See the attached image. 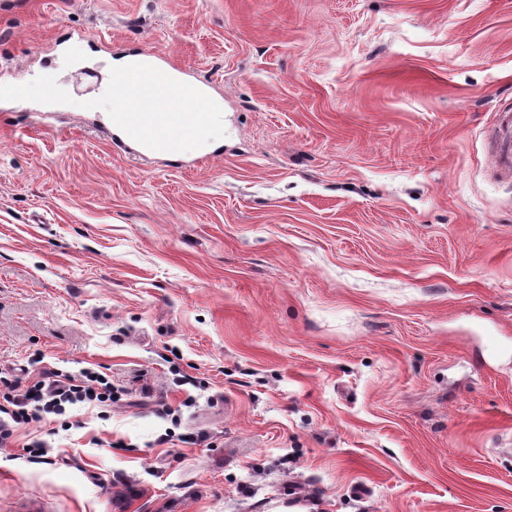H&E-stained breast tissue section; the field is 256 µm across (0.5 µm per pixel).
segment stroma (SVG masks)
Here are the masks:
<instances>
[{"mask_svg": "<svg viewBox=\"0 0 512 512\" xmlns=\"http://www.w3.org/2000/svg\"><path fill=\"white\" fill-rule=\"evenodd\" d=\"M223 104L120 148L115 59ZM0 512H512V0H0ZM46 455L30 458L33 440ZM45 374L46 372L24 393L16 395H7L13 391L12 381L1 377V387L8 390V393H3L2 398L8 405L0 403V445L8 442L14 428L19 425L40 422L44 414L62 415L66 403L112 400V383L106 377L92 375L88 371L83 372L81 377H85L90 382H96L97 386H95L72 377H67L68 382L65 384H61L57 379L47 383L46 378L50 377H44ZM2 414L6 415L12 424L2 419Z\"/></svg>", "mask_w": 512, "mask_h": 512, "instance_id": "1", "label": "stroma"}]
</instances>
